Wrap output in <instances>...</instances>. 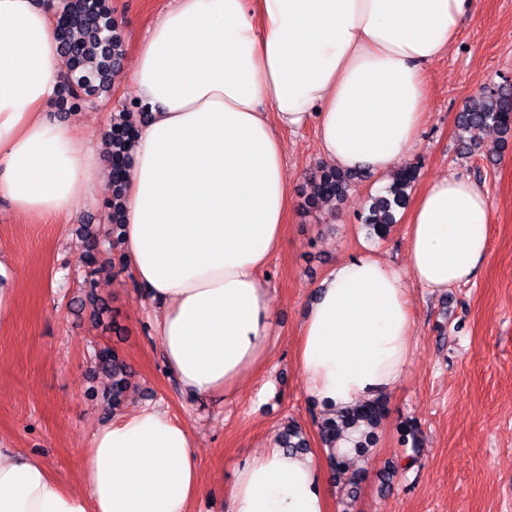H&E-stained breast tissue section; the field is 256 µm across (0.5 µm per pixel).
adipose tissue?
I'll list each match as a JSON object with an SVG mask.
<instances>
[{
  "instance_id": "ef3b65f1",
  "label": "adipose tissue",
  "mask_w": 512,
  "mask_h": 512,
  "mask_svg": "<svg viewBox=\"0 0 512 512\" xmlns=\"http://www.w3.org/2000/svg\"><path fill=\"white\" fill-rule=\"evenodd\" d=\"M480 0H171L132 64L137 123L122 244L158 315L164 363L193 397L236 391L278 321L262 270L285 246L290 201L281 131L315 124L326 162L379 176L409 156L426 112L424 66ZM66 62L47 0H0V198L67 217L107 177L50 116ZM489 189L441 176L417 198L408 266L342 259L316 285L298 337L313 401L344 411L394 390L412 361L407 281H471L488 253ZM82 488L0 446V512H191L204 491L188 428L144 405L93 432ZM314 456L251 454L228 512H329Z\"/></svg>"
}]
</instances>
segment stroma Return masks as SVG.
Masks as SVG:
<instances>
[{
    "mask_svg": "<svg viewBox=\"0 0 512 512\" xmlns=\"http://www.w3.org/2000/svg\"><path fill=\"white\" fill-rule=\"evenodd\" d=\"M167 0H110L124 32V55L109 103L64 113L76 123L77 147L100 146L112 118L138 98L130 70L151 20ZM427 119L411 150L414 190L443 175L487 185L493 201L489 250L474 280L434 294L408 289L414 311L412 363L388 396V414L370 453L359 461L356 493L337 487L330 512H512V142L499 131L480 149L461 151L456 117L484 89L512 85V0H481L448 51L425 66ZM291 207L284 249L265 269L279 312L263 367L235 395L185 396L167 371L154 334L155 309L143 296L122 250L112 253L97 291L117 323L108 331L80 307L81 228L107 233L104 183L71 218H41L0 199V443L35 454L64 486L80 490L81 460L106 419L90 396L105 380L94 370L101 346L116 348L135 384L125 405H158L191 431L205 493L194 512H228L226 493L246 457L268 447L288 420L302 426L310 451L321 455L314 405L296 359L299 327L312 287L337 259L371 255L405 270L408 209H400L386 238L363 220L378 176L353 181L341 209L304 208L308 180L324 160L314 125L284 132ZM414 420L417 440L401 442L398 427ZM408 472H392L404 458Z\"/></svg>",
    "mask_w": 512,
    "mask_h": 512,
    "instance_id": "stroma-1",
    "label": "stroma"
}]
</instances>
